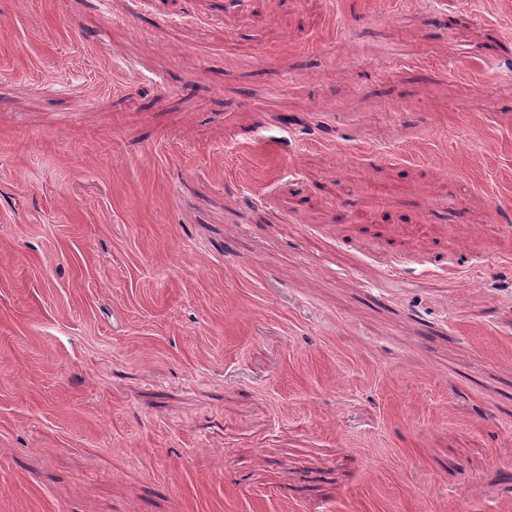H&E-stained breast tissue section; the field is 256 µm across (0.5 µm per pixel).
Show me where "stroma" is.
<instances>
[{
    "instance_id": "stroma-1",
    "label": "stroma",
    "mask_w": 512,
    "mask_h": 512,
    "mask_svg": "<svg viewBox=\"0 0 512 512\" xmlns=\"http://www.w3.org/2000/svg\"><path fill=\"white\" fill-rule=\"evenodd\" d=\"M511 400L512 0H0V512H512Z\"/></svg>"
}]
</instances>
